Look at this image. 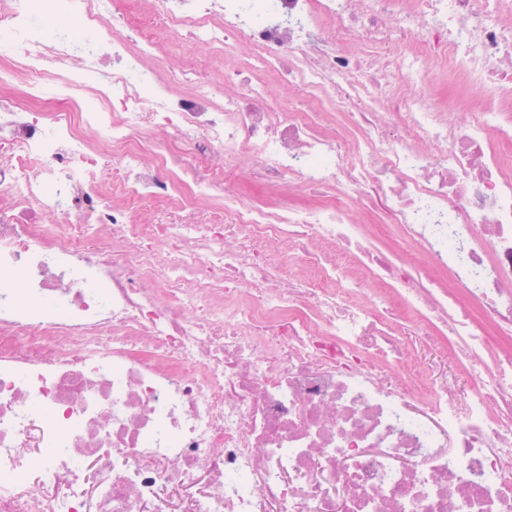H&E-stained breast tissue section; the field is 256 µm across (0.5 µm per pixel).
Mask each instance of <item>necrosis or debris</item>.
<instances>
[{
    "label": "necrosis or debris",
    "mask_w": 512,
    "mask_h": 512,
    "mask_svg": "<svg viewBox=\"0 0 512 512\" xmlns=\"http://www.w3.org/2000/svg\"><path fill=\"white\" fill-rule=\"evenodd\" d=\"M150 20L0 0V512H512V0ZM206 53L199 49L172 46L168 49L166 64L173 69H192L198 81L224 80V60H218L213 68L204 65ZM427 367L435 378H448V385L454 387L458 391H464L470 386V378L468 374L461 369L448 353V357L442 352H438L437 356L430 357L427 355Z\"/></svg>",
    "instance_id": "1"
}]
</instances>
